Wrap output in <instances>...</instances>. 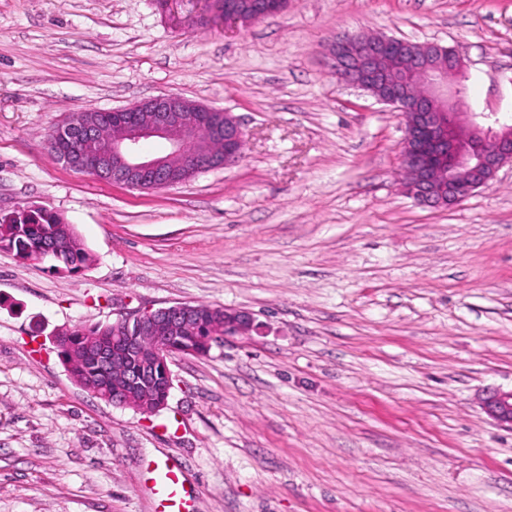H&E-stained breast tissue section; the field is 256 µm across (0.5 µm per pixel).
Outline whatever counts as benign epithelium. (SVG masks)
I'll return each mask as SVG.
<instances>
[{"label": "benign epithelium", "instance_id": "obj_1", "mask_svg": "<svg viewBox=\"0 0 512 512\" xmlns=\"http://www.w3.org/2000/svg\"><path fill=\"white\" fill-rule=\"evenodd\" d=\"M285 9V0H251L243 6L227 2L219 9L207 2L208 19L246 27ZM329 66L336 78L390 106L404 125L401 160L406 172L405 192L431 207H451L493 181L499 170L512 165V116L507 112L462 113L466 107L459 89L448 85V73L467 68L464 59L436 42L409 47L408 41L383 34L370 38L344 34L329 49ZM108 146L97 147L99 128L83 119L56 127L52 149L68 168L89 173L115 185L138 190L175 186L201 171L235 163L245 145L240 124L229 112L168 94L131 107L112 110ZM157 138L166 152L151 158L139 155L141 140ZM75 141L76 152L58 147ZM196 144L185 168L188 142ZM199 308L176 303L158 309L136 310L113 322L112 346L98 350V358L120 374L127 360L138 358L139 368L125 376L123 388L144 392L159 374L171 378L168 360L186 349L174 343V333L193 323ZM256 329L251 315L224 310L219 335H247ZM151 344L154 355L144 356ZM485 410L512 429V390L493 391L483 398Z\"/></svg>", "mask_w": 512, "mask_h": 512}]
</instances>
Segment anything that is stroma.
<instances>
[{
    "label": "stroma",
    "mask_w": 512,
    "mask_h": 512,
    "mask_svg": "<svg viewBox=\"0 0 512 512\" xmlns=\"http://www.w3.org/2000/svg\"><path fill=\"white\" fill-rule=\"evenodd\" d=\"M154 0H0V216L47 208L81 272L0 252V512H512V166L449 208L401 187L396 112L339 83L336 36L455 47L472 111L512 109V0H288L249 27ZM175 94L231 113L235 164L140 191L69 170L56 125ZM177 302L257 331L175 356L166 406L112 405L59 329ZM482 405L498 423L512 430V390L490 392L483 398ZM185 477L181 467L165 464L157 468L158 507L161 512H196L195 496L185 487Z\"/></svg>",
    "instance_id": "35a3bbf8"
}]
</instances>
